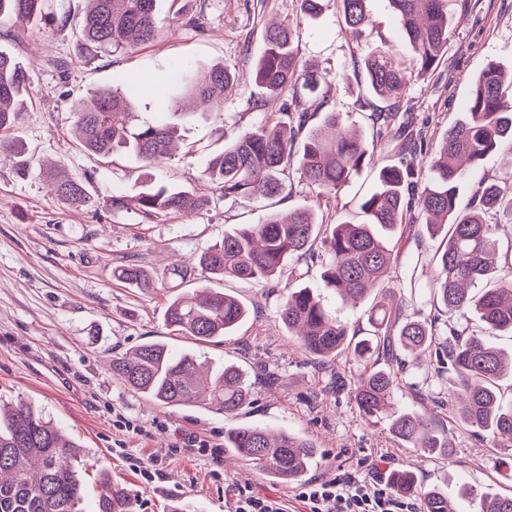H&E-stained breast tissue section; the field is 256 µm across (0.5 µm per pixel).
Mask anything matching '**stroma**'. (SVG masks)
<instances>
[{"label":"stroma","instance_id":"obj_1","mask_svg":"<svg viewBox=\"0 0 512 512\" xmlns=\"http://www.w3.org/2000/svg\"><path fill=\"white\" fill-rule=\"evenodd\" d=\"M85 9V0H50L52 20L0 23V48L25 64L31 80L27 108L9 132L21 141L22 155L0 160V402L31 403L82 445L88 461L83 469L87 512H94L102 473L134 498L136 512H169L174 502L185 504L187 512H232L235 488L244 483L280 499L286 512H305L294 497V484L269 483L223 449L216 459L183 450V442L191 438L222 448L224 430L234 422L309 439L318 452L310 472L314 478L377 473L386 480L394 470L405 469L423 487H442L458 512H475L465 489L512 494V478H506L487 439L449 414L447 372L433 364L418 365L405 355L397 362L401 381L392 396L394 406L432 417L447 430L453 448L448 458L427 459L393 437L386 425L360 418L348 386L368 370V363L343 355L322 366L289 336L277 310L295 273L337 319L358 329L368 327L369 301L346 305L324 289L319 261L300 262L274 281L227 277L218 282V289L237 296L250 311L230 336L202 344L172 335L165 324L169 302L194 288L190 282L175 284L169 276L171 263L195 262L225 231L262 223L273 211L284 214L314 204L331 222H359V202L373 189L380 167L404 159L393 132L379 134L372 160L332 199H316L293 169L275 198L223 199L191 216L148 219L134 209L113 212L104 205L105 199L147 179L177 184L197 195L212 193V185L200 177L210 153L268 118L259 103L253 62L272 20L300 21L303 61L336 76L329 108L341 113L347 128L367 137L377 134L371 115L390 105L371 94L357 64L381 44L393 47L402 59L414 55L388 0H370L375 28L360 40L341 26L337 0H322L321 13L305 19L298 0H158L159 37L118 53L83 47L77 33ZM454 10L447 55L432 74L413 78L391 105L409 119L427 152L435 151L449 126L464 117L472 80L481 70L492 62L512 69V0H456ZM215 64L234 73V90L225 96L219 114L182 117L183 92L172 83L173 73L184 65L197 73ZM118 72L141 88L136 111L150 115L166 110L179 129L175 151L158 167H145L125 154L98 157L85 152L75 138L76 102L110 87ZM53 165L84 183L88 205L74 208L51 193ZM483 180L512 184V145L502 144L468 175L460 207L470 205ZM440 245V238L423 226L404 225L405 259L391 273L409 294L402 318H436L428 284ZM127 262L149 270L158 288L145 291L113 280V268ZM155 340L219 364L236 363L249 373L266 366L278 372L281 382L272 389L255 386L250 403L232 419L204 407L151 404L113 376L109 361ZM122 420L139 426L140 434L121 431ZM138 458L158 461L160 474L154 482L145 483L134 468Z\"/></svg>","mask_w":512,"mask_h":512}]
</instances>
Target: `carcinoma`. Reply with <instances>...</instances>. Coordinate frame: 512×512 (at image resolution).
<instances>
[{"instance_id": "obj_1", "label": "carcinoma", "mask_w": 512, "mask_h": 512, "mask_svg": "<svg viewBox=\"0 0 512 512\" xmlns=\"http://www.w3.org/2000/svg\"><path fill=\"white\" fill-rule=\"evenodd\" d=\"M79 36L91 51L119 50L147 44L159 36L156 0H86ZM368 0H340L343 26L359 34L369 23ZM453 0H389L395 22L415 53L412 64L398 59L386 46L374 47L360 61L371 93L381 99L400 97L412 72L429 73L448 51V27ZM49 0H0V19L21 16L42 21ZM302 32L292 22L266 27L265 48L255 63L256 79L265 90L261 102L270 106L292 89L304 91L315 109L328 103V82L320 74L300 69ZM174 82L188 99L212 111L221 108L233 83L223 65H214L202 78L188 80L178 71ZM30 76L25 65L0 50V132L18 122L27 105ZM135 90L118 74L115 85L80 101L74 127L84 151L108 158L133 154L146 166L161 163L177 129L164 113L143 118L135 112ZM466 118L448 128L437 152L424 163L418 153L399 165L387 164L378 174L375 190L360 206L365 220L327 224L312 208L283 218L270 214L261 224L243 225L205 249L198 266L175 264L174 279L184 282L195 272L222 280L275 278L288 264L319 250L324 263V286L343 300L372 299L368 323L372 333L355 340L358 331L332 317L322 300L298 281L288 284L278 317L301 348L321 363L340 355L357 361L432 352L438 367L448 370L455 388L448 393V410L464 426L487 435L491 447L512 451V406L501 400L500 381L512 378V352L487 342L458 320H448L447 338L439 340L437 325L402 323L400 311L389 304L394 296L391 270L400 260L394 242L403 221H421L443 249L436 264L430 296L448 315L473 312L485 333L512 334V248L500 249L496 225L488 215L506 213L512 221V185L488 184L473 193L470 207L458 198L466 173L480 165L503 141H512V73L497 65L485 67L474 80L465 107ZM309 115L291 121H266L237 135L212 156L202 179L224 199L272 198L282 189V175L298 165L317 199L339 191L375 150V142L347 133L341 113L324 114L320 124L305 131ZM51 191L69 205L85 206L90 196L80 181L52 178ZM211 198L180 186L145 183L131 193L114 195L105 206L117 212L134 208L148 218L188 208L199 211ZM112 277L130 287L148 290L154 279L143 268L128 264ZM248 310L235 296L199 283L187 295L174 298L165 313L166 325L181 336L200 342L233 333ZM112 375L146 400L164 407H208L234 416L251 397L249 376L234 364H214L192 353H176L163 342H146L129 354L115 356ZM399 385L393 364L372 369L354 383L351 396L360 415L384 423L400 441L424 456L451 454L448 431L418 412L395 410L390 400ZM80 445L55 423L28 405L0 407V512H84V484L78 470ZM224 448L281 483L302 480L313 467L316 450L306 438L272 433L252 424L224 430ZM99 495L97 512H135L134 500L119 487ZM391 489L421 501V512H454L448 494L421 487L409 470L390 477ZM478 512H512V495H483Z\"/></svg>"}]
</instances>
